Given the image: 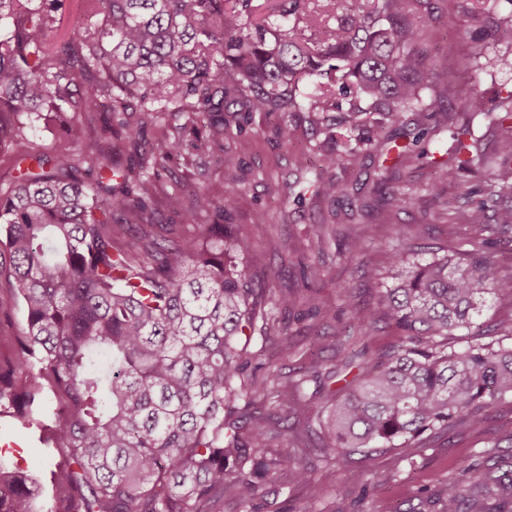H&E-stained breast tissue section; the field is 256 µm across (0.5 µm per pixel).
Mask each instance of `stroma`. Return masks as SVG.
<instances>
[{
  "instance_id": "obj_1",
  "label": "stroma",
  "mask_w": 512,
  "mask_h": 512,
  "mask_svg": "<svg viewBox=\"0 0 512 512\" xmlns=\"http://www.w3.org/2000/svg\"><path fill=\"white\" fill-rule=\"evenodd\" d=\"M436 5L433 20L423 27L424 43L438 67L455 72L465 95L449 105L447 118L430 120L403 164L373 150L379 134L391 131V124L367 113L366 101L348 95L339 96V107L327 121L310 122L304 113L287 120L293 127L287 137L280 133L285 121L281 114L256 113L246 120L225 113L220 155L208 148L209 125L191 122L184 112L149 123L137 139L125 134L119 113L108 108L76 126L79 138H101L108 148L116 199L134 195L139 162L156 137L164 134L182 143L185 155L161 171L146 221L160 236L183 239L202 235L210 224L231 225L253 242L254 287L296 295L293 307L275 311L276 331L265 332L259 322L253 332L251 346L259 355L261 372L275 376L277 386L299 379L313 361L329 367L345 358L372 363L400 345L397 331L385 323L365 332L359 308L374 301L380 283L391 275L395 246L408 248L410 261L421 263L458 247L466 231L452 224L453 211L482 199L491 180V158L507 150L497 118L500 96L512 89V71L495 63L504 48L490 46L480 66L471 65L466 46L486 37L485 23L472 16L468 0H436ZM471 90L480 95V108L472 107L467 97ZM461 128L479 139L484 155L465 172L441 168L453 145L452 134ZM342 148L361 158L359 166L339 165L334 170L346 194L335 199L316 195L313 184L322 173L323 158ZM229 169L237 171L239 183L232 208L225 210L220 195ZM202 191L210 193L213 202L200 212L197 224L184 223L181 213L167 203L170 193H182L190 201ZM316 227L324 234L319 242L312 238ZM362 235L366 250L349 253V242ZM494 252L503 267L502 282L479 323L487 340L508 347L512 338L503 335L498 324L512 316L511 233L501 235ZM10 267L9 254L1 253L0 357L9 355L11 337L25 323L24 307L9 287ZM283 333L288 336L284 345L279 342ZM322 336L337 337L335 348L319 349ZM38 435L37 428L25 430L12 419L0 418V440L15 442L13 460L33 470L42 464ZM291 455L323 480L322 497L307 501L303 489L283 476L255 502V512H421L427 498L454 481L461 463L484 468L497 458L512 457V397L496 400L479 428L463 423L436 430L421 445L363 449L337 463L332 476L314 441L292 449ZM374 478L379 487L362 492V485Z\"/></svg>"
}]
</instances>
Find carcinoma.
Here are the masks:
<instances>
[{
  "instance_id": "1",
  "label": "carcinoma",
  "mask_w": 512,
  "mask_h": 512,
  "mask_svg": "<svg viewBox=\"0 0 512 512\" xmlns=\"http://www.w3.org/2000/svg\"><path fill=\"white\" fill-rule=\"evenodd\" d=\"M255 0H80L86 24L51 40L67 0H0V143L20 171L0 196V243L12 262L11 287L26 322L0 362V415L21 426L42 425L43 464L50 485L18 464L0 460V512H223L224 500L247 506L288 471V483L320 498L322 483L296 462L288 416L304 418L324 454L346 459L361 448L411 443L460 420L480 425L493 401L512 395V347L485 342L480 332L461 351L445 340L474 327L499 281L491 251L496 232H512V157L496 165L490 193L502 202L498 226L483 223V206L454 210L452 223L477 227L454 254L414 264L362 309L371 330L383 321L404 343L360 369L342 398L325 384L336 371L314 362L273 393L274 409H252L265 390L254 371L257 354L242 341L260 306L243 256L251 243L212 225L220 243L195 239L161 244L113 211H146L158 171L181 143L159 138L141 163L137 194L115 201L104 174L109 152L98 139L74 137L79 117L105 102L124 115L127 136L166 112L211 116L210 150L224 152V112H309L336 108L335 87H348L402 125V114L433 93L418 116L448 111L462 93L446 69L425 63L423 23L434 0H369L339 13L340 0H274L260 21ZM486 3L489 36L512 44V9ZM325 76L318 95L304 83ZM498 130L512 147V91L501 98ZM32 120L54 128L73 148L52 156L32 152ZM455 133L446 167L470 169L477 140ZM379 153L407 157L397 138ZM354 165L346 149L329 155ZM318 194L344 190L330 174ZM168 205L196 223L212 203L203 193ZM325 390L322 413L306 415L307 384ZM433 512H512V468L461 467L432 500Z\"/></svg>"
}]
</instances>
